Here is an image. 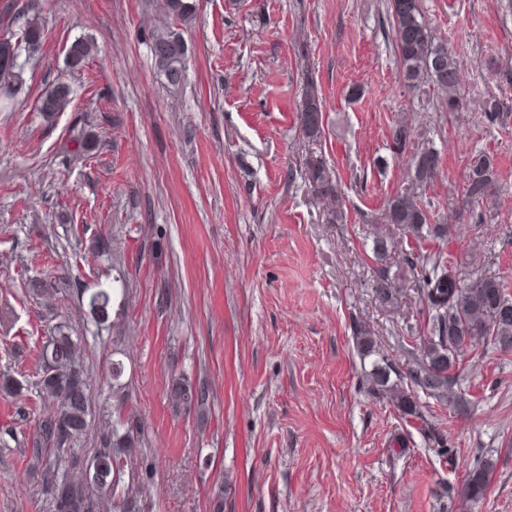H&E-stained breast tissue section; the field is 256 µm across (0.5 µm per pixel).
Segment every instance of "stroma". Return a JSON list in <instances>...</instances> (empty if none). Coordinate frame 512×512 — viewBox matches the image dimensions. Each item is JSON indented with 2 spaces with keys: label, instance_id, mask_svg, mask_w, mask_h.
<instances>
[{
  "label": "stroma",
  "instance_id": "obj_1",
  "mask_svg": "<svg viewBox=\"0 0 512 512\" xmlns=\"http://www.w3.org/2000/svg\"><path fill=\"white\" fill-rule=\"evenodd\" d=\"M386 4L197 0L185 83L171 93L148 47L157 0H34L45 37L14 110L0 112V374L21 385L0 396V512H42L25 450L40 347L61 323L83 339L95 427L111 420L119 383L140 428L134 475L102 512H209L224 481V512H442L477 458L495 468L473 512H512V350L462 354L466 411L422 398L455 448L448 460L366 392L372 360L352 332L363 319L391 358L415 351L398 331L419 327L417 295L385 311L369 290L367 218L410 171L390 148L401 119L440 153L426 191L440 216L461 206L469 156L495 155L491 223L461 221L443 249L463 279L483 261L512 282V121L480 118L491 97L512 113V0H423L460 65L465 105L453 116L432 89L404 87ZM79 37L97 50L72 70L66 49ZM60 81L71 103L48 124L36 102ZM312 83L324 102L314 143L297 119ZM84 130L99 146L79 157ZM309 153L340 183L342 222L300 175ZM97 234L115 252L91 256ZM119 275L125 316L99 323L76 292ZM180 375L209 388L207 427L169 403Z\"/></svg>",
  "mask_w": 512,
  "mask_h": 512
}]
</instances>
